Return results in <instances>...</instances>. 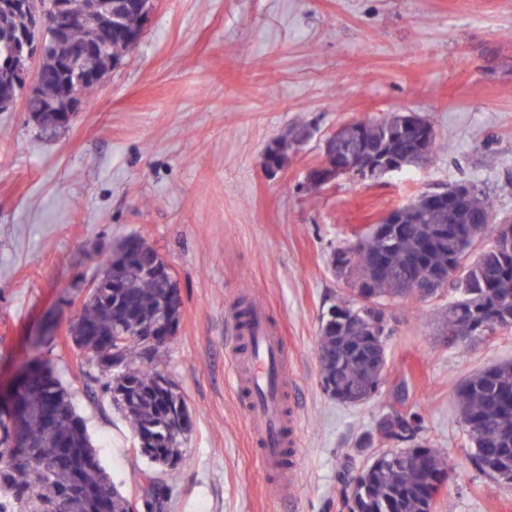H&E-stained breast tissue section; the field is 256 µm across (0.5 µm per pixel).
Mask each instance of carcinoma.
<instances>
[{"mask_svg":"<svg viewBox=\"0 0 512 512\" xmlns=\"http://www.w3.org/2000/svg\"><path fill=\"white\" fill-rule=\"evenodd\" d=\"M72 2L79 15L94 19L108 0ZM138 24V16L129 14L110 34L93 25L78 27L74 38L107 44L106 52L85 57L82 69L91 76L105 74L109 63L132 49L126 31ZM26 26L23 13L1 16L0 42L5 31ZM41 40L33 43L34 51H42L40 63L47 72L40 96L57 102L68 88L65 78L53 71L52 62L65 47L54 43L49 29ZM4 94L18 97L22 91L14 74L0 66V96ZM388 118L386 114L366 119L359 148L371 151L385 146L397 154L415 150L408 139H387ZM306 135L302 129L291 139L277 142L267 153L269 161H285L288 151ZM493 215L492 204L473 181L453 211L440 213L414 198L403 205L400 223L333 249V272L347 298L323 316L317 353L324 390L337 402L358 405L360 401L350 399L355 391L380 390L382 366L377 363L370 331L378 327L380 342L387 344L391 327L384 316L391 300L410 296L407 279L443 276L440 292L448 294V303L441 311L425 312L424 317L442 322L451 346L458 345L453 333L464 322L479 329L497 319L498 324L488 330L491 336L512 330V255L501 257L500 225L480 223ZM487 236L491 245L475 252V244ZM132 252L143 263L160 256L151 245L131 236L100 261V270L125 265ZM164 293V283L132 275L128 288L89 292L69 329L79 351L109 377L105 392L130 424L140 454L159 467L180 460L181 438L192 426L187 411L176 420L178 408H187L184 396L169 378L151 369L161 346L149 344L148 338ZM253 310L251 300L236 303L237 326L243 335L251 332ZM17 379L19 396L0 401V512H132V501L101 464L86 420L77 413L69 387L54 368L34 358L19 369ZM456 397L459 423L478 464L486 474L512 483V361L467 377ZM13 410L22 415L18 430L31 439L28 448L12 442L8 419ZM419 421L417 414L394 412L393 429L386 439L401 438L410 447L398 449L402 459H375L355 478L351 494L357 512H433L434 502L426 492L428 480L450 472L453 464L429 442H418ZM141 476L148 483L149 500L144 507L153 512L161 507L168 490L150 472Z\"/></svg>","mask_w":512,"mask_h":512,"instance_id":"1","label":"carcinoma"}]
</instances>
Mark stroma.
I'll return each mask as SVG.
<instances>
[{
    "mask_svg": "<svg viewBox=\"0 0 512 512\" xmlns=\"http://www.w3.org/2000/svg\"><path fill=\"white\" fill-rule=\"evenodd\" d=\"M391 112L430 120L436 155L307 191L325 137ZM302 126L310 137L267 171L268 148ZM463 180L512 213V0H155L140 44L70 126L47 138L24 103L0 112V383L32 357L47 361L72 388L104 467L142 501L149 463L105 375L68 337L102 256L138 236L169 264L182 299L155 362L192 418L182 460L157 471L164 512H351L348 478L383 450L361 439L401 385L422 437L458 463L434 512H512V483L482 472L455 402L464 378L512 360V332L451 347L420 318L439 300L398 299L379 394L340 405L320 379V320L345 294L333 248ZM243 296L266 310L291 357V503L256 458L226 356Z\"/></svg>",
    "mask_w": 512,
    "mask_h": 512,
    "instance_id": "obj_1",
    "label": "stroma"
}]
</instances>
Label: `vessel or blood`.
I'll list each match as a JSON object with an SVG mask.
<instances>
[{"label":"vessel or blood","instance_id":"vessel-or-blood-1","mask_svg":"<svg viewBox=\"0 0 512 512\" xmlns=\"http://www.w3.org/2000/svg\"><path fill=\"white\" fill-rule=\"evenodd\" d=\"M228 356L245 395L243 409L260 466L274 475L277 496L294 500L297 467L287 463L286 452L297 445L298 404L291 397L288 350L263 309L253 314L251 336L233 337Z\"/></svg>","mask_w":512,"mask_h":512}]
</instances>
